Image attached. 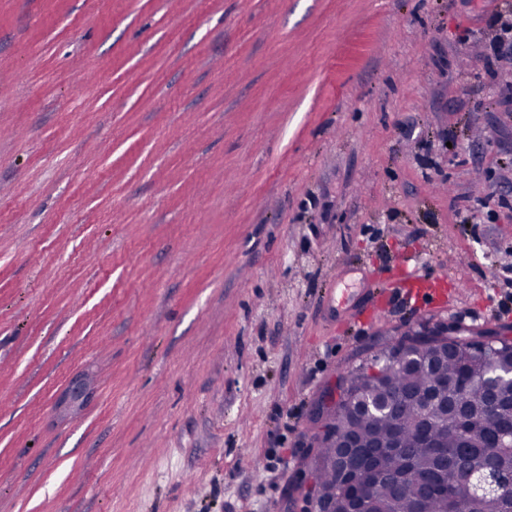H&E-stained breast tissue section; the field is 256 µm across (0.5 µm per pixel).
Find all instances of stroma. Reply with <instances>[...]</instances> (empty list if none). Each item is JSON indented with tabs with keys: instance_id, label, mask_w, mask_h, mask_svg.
I'll return each mask as SVG.
<instances>
[{
	"instance_id": "1",
	"label": "stroma",
	"mask_w": 512,
	"mask_h": 512,
	"mask_svg": "<svg viewBox=\"0 0 512 512\" xmlns=\"http://www.w3.org/2000/svg\"><path fill=\"white\" fill-rule=\"evenodd\" d=\"M507 28L0 0V512H305L341 374L425 322L512 337Z\"/></svg>"
}]
</instances>
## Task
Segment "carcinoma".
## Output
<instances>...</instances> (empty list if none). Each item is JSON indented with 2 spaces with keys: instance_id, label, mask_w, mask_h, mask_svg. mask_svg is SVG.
Masks as SVG:
<instances>
[{
  "instance_id": "cac0c4a2",
  "label": "carcinoma",
  "mask_w": 512,
  "mask_h": 512,
  "mask_svg": "<svg viewBox=\"0 0 512 512\" xmlns=\"http://www.w3.org/2000/svg\"><path fill=\"white\" fill-rule=\"evenodd\" d=\"M420 331L393 339L369 361L347 373V386L331 419L333 433L314 449L317 503L323 512H351L341 474L354 464L352 449L373 442H397L399 450L378 460L383 479L369 489L365 512H512V504L494 493H478L466 479L443 495L418 481L433 472L435 453L448 461L463 458L475 472L493 471L500 482H512V453L495 446L496 432L512 427V414L489 405L472 382L498 373L500 396H512V345L490 339L489 333H455L450 349L426 350L427 363L404 364L421 351ZM492 351L479 357L475 351ZM375 367L379 375L370 377ZM390 395L401 397L398 412L364 418L353 403Z\"/></svg>"
}]
</instances>
